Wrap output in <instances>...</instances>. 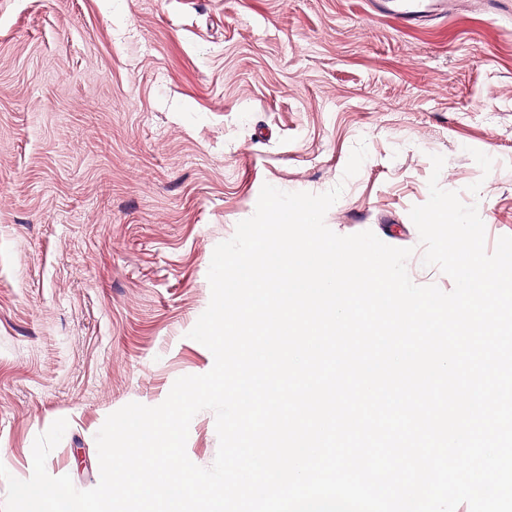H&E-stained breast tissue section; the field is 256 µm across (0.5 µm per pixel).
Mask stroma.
<instances>
[{
	"label": "stroma",
	"instance_id": "stroma-1",
	"mask_svg": "<svg viewBox=\"0 0 512 512\" xmlns=\"http://www.w3.org/2000/svg\"><path fill=\"white\" fill-rule=\"evenodd\" d=\"M400 0H0V464L68 422L47 472L100 480L95 436L161 404L212 353L188 333L216 245L263 184L343 185L326 225L412 248L409 212L443 189L476 205L486 251L512 236V0H450L412 25ZM365 141L358 174L344 178ZM213 412L186 453L210 467Z\"/></svg>",
	"mask_w": 512,
	"mask_h": 512
}]
</instances>
